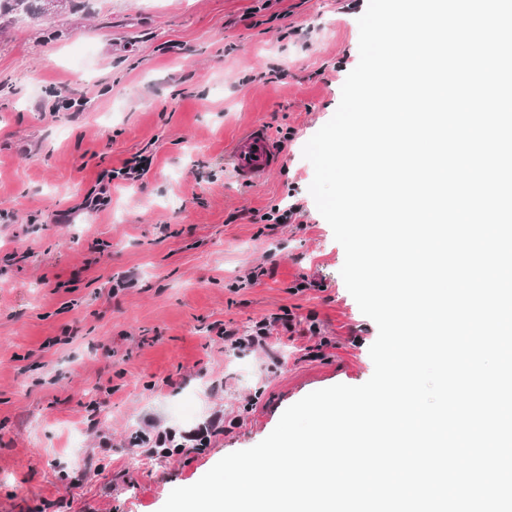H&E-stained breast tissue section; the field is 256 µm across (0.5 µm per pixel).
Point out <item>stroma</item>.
Listing matches in <instances>:
<instances>
[{
	"instance_id": "obj_1",
	"label": "stroma",
	"mask_w": 512,
	"mask_h": 512,
	"mask_svg": "<svg viewBox=\"0 0 512 512\" xmlns=\"http://www.w3.org/2000/svg\"><path fill=\"white\" fill-rule=\"evenodd\" d=\"M366 7L68 0L0 16V512H159L287 407L372 376L378 329L340 275L303 156L358 63ZM58 83L82 111L49 112ZM255 124L284 157L243 185L226 155ZM141 152L140 181L82 209L98 174ZM292 205L293 221H265ZM284 308L320 335L229 354L207 330ZM188 399L195 415L178 418ZM216 411L208 448L130 468L144 420L187 431Z\"/></svg>"
}]
</instances>
